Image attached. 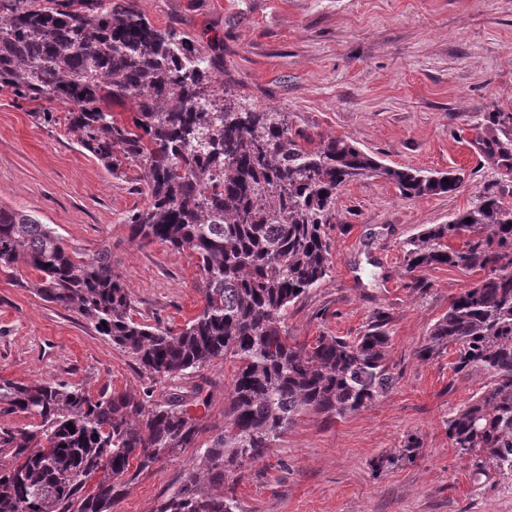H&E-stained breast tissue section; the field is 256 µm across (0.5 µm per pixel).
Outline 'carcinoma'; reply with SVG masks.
Masks as SVG:
<instances>
[{"instance_id":"obj_1","label":"carcinoma","mask_w":512,"mask_h":512,"mask_svg":"<svg viewBox=\"0 0 512 512\" xmlns=\"http://www.w3.org/2000/svg\"><path fill=\"white\" fill-rule=\"evenodd\" d=\"M223 71L186 33L154 26L134 0H0V89L33 105L43 126L58 123L48 104L69 105L65 132L76 144L111 174L140 168L148 203L129 218L131 239L193 251L204 304L177 333L141 325L108 248L84 258L50 225L2 207L0 266L25 262L38 272L36 295L80 315L151 376L238 362L224 430L157 512H238L224 482L265 458L295 416L341 418L393 386L383 321L354 342H296L285 312L327 275V227L342 186L385 177L411 198L463 182L453 172L389 167L346 138L294 134L288 113L255 112L215 88ZM108 99L129 101V119L99 107ZM403 251L411 273L436 265L484 273L449 302L418 356L433 360L456 345V371L491 373V386L448 420V439L476 465L512 471V206L482 194ZM16 413L33 422L0 425V512H112L130 481L193 447L200 432L177 391L140 401L94 397L79 383H0V415ZM418 453L410 441L383 461Z\"/></svg>"}]
</instances>
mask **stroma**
I'll return each instance as SVG.
<instances>
[{
    "label": "stroma",
    "instance_id": "1",
    "mask_svg": "<svg viewBox=\"0 0 512 512\" xmlns=\"http://www.w3.org/2000/svg\"><path fill=\"white\" fill-rule=\"evenodd\" d=\"M158 27L191 36L224 64V83L260 111L288 115L293 132L353 141L383 164L463 173L453 193L407 198L382 177L342 187L328 230V274L284 318L295 341L363 335L381 318L392 388L345 417L296 416L261 462L230 487L240 512H512V472L475 467L452 447L448 420L490 384L455 372L454 349L417 352L448 304L477 275L442 266L411 273L403 243L466 211L485 192L512 204V0H137ZM28 104L0 90V207L29 212L77 251H112L135 321L179 331L203 305L195 254L130 238L128 217L145 206L135 165L109 174L63 126L43 127ZM24 263L0 268V380L79 382L89 393L159 400L167 378L143 374L131 354L81 316L44 301ZM233 361L187 374L207 406L197 445L154 464L113 512H156L200 446L224 425ZM417 457L380 465L408 440Z\"/></svg>",
    "mask_w": 512,
    "mask_h": 512
}]
</instances>
